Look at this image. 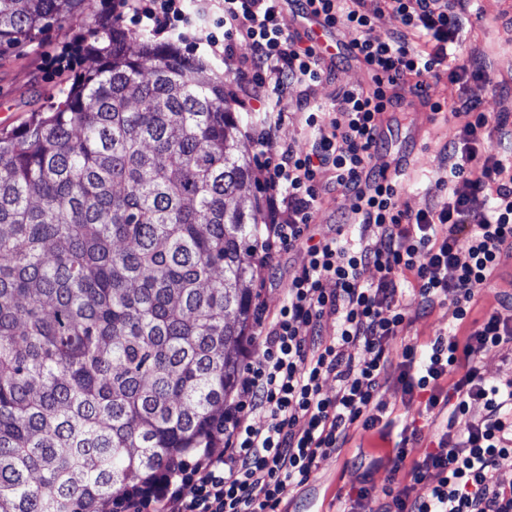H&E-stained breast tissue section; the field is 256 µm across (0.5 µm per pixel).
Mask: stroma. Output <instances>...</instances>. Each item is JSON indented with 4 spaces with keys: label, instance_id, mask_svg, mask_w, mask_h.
I'll list each match as a JSON object with an SVG mask.
<instances>
[{
    "label": "stroma",
    "instance_id": "35a3bbf8",
    "mask_svg": "<svg viewBox=\"0 0 512 512\" xmlns=\"http://www.w3.org/2000/svg\"><path fill=\"white\" fill-rule=\"evenodd\" d=\"M482 18L466 26L465 54H483L486 77L470 82L466 94L488 113L512 112V14L505 0H484ZM120 0H95L89 12H77L45 34L26 41L0 55V98L12 115V127H21L32 113L43 111L53 98L61 96L79 73L91 69L94 59L78 49L92 20H108L121 12ZM428 109L414 97L389 114L390 130L382 150L371 159L372 166L392 164L400 154L410 156L404 176L403 206L411 211L427 209L437 193L433 176L446 166L444 147L448 127L431 123ZM398 427L354 437L350 448L319 461L308 485L290 496L287 512H339V493L358 485L368 460H385L393 447Z\"/></svg>",
    "mask_w": 512,
    "mask_h": 512
}]
</instances>
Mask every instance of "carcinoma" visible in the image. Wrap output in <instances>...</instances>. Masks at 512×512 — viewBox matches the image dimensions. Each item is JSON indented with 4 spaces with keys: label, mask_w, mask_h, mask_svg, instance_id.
Segmentation results:
<instances>
[{
    "label": "carcinoma",
    "mask_w": 512,
    "mask_h": 512,
    "mask_svg": "<svg viewBox=\"0 0 512 512\" xmlns=\"http://www.w3.org/2000/svg\"><path fill=\"white\" fill-rule=\"evenodd\" d=\"M86 0H0V54ZM0 131V512H105L224 440L261 215L224 80L144 31Z\"/></svg>",
    "instance_id": "1"
}]
</instances>
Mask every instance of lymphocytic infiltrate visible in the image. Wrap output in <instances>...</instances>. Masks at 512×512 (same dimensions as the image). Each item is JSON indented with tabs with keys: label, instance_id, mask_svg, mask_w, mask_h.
<instances>
[{
	"label": "lymphocytic infiltrate",
	"instance_id": "lymphocytic-infiltrate-1",
	"mask_svg": "<svg viewBox=\"0 0 512 512\" xmlns=\"http://www.w3.org/2000/svg\"><path fill=\"white\" fill-rule=\"evenodd\" d=\"M135 27L167 42H192L203 55L231 62L241 105L259 100L251 127L268 176L256 250L261 270L280 268L284 253L299 261L277 311L255 302L259 327L245 353L249 364L224 410V450L200 452L194 465L172 463L151 484L128 490L124 512H278L308 483L320 459L345 448L353 432L393 425L379 398L399 386L419 400V418L435 440L418 460L402 435L392 472L411 462L410 481L366 479L349 492L343 512H512V374L488 380V353L512 358V293L482 319L471 313L481 288L512 259V147L487 152L492 138L512 136V114H488L465 96L484 78L463 60L464 26L482 0H124ZM322 17L327 30L351 32L349 46L371 76L369 88L340 89L332 105L314 89L334 75L312 36L282 24L285 8ZM400 25L384 39L371 32L383 11ZM251 53L236 54L238 43ZM448 81L455 98L438 100L430 82ZM310 131L307 149L280 134L276 106L289 87ZM436 121H454L448 164L436 174L438 196L425 210L400 202L401 172L374 168L386 114L406 91ZM349 196L336 224L311 229L323 194ZM358 226L376 243L350 242ZM373 268L366 283L360 270ZM448 309V329L426 347L391 342L418 314ZM334 323L336 332L323 328ZM336 382L324 392V379ZM260 421H253V414ZM425 493H415V485Z\"/></svg>",
	"mask_w": 512,
	"mask_h": 512
}]
</instances>
